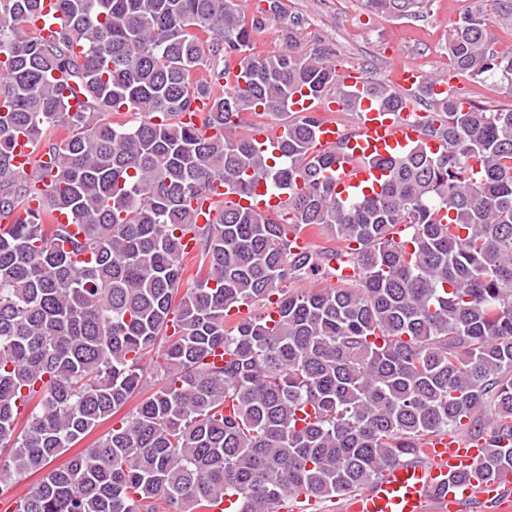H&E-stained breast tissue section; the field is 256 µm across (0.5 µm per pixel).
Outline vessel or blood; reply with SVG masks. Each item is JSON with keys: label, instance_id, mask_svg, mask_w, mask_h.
<instances>
[{"label": "vessel or blood", "instance_id": "obj_1", "mask_svg": "<svg viewBox=\"0 0 512 512\" xmlns=\"http://www.w3.org/2000/svg\"><path fill=\"white\" fill-rule=\"evenodd\" d=\"M338 81L355 96L357 126L345 133L335 122H324L315 148L335 153L336 163L329 177L336 184L339 200L344 201L361 192L369 193L376 186L380 173L368 166L369 158L413 146L422 137V127L407 114L398 115L375 106L364 93L360 72L353 69L339 72ZM424 81L420 71L405 65L397 66L392 76L394 88L410 107L414 106L416 92ZM246 134L261 150L272 151L277 146V131L266 125L248 127ZM36 154L27 137H19L13 165L20 175L31 176ZM288 198V192L272 193L261 184L254 191V206L274 214ZM424 453L426 462L395 465L366 488L352 492L347 499V512H428L433 504L439 512H446L449 505L467 498L494 501L500 512H512V498L504 495L498 482L474 479L465 484L448 482L452 474L475 469L485 454L481 444L463 436L442 434L430 438Z\"/></svg>", "mask_w": 512, "mask_h": 512}]
</instances>
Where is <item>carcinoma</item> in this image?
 <instances>
[{"instance_id": "carcinoma-1", "label": "carcinoma", "mask_w": 512, "mask_h": 512, "mask_svg": "<svg viewBox=\"0 0 512 512\" xmlns=\"http://www.w3.org/2000/svg\"><path fill=\"white\" fill-rule=\"evenodd\" d=\"M58 2L45 36L26 27L42 0H0V494L40 474L13 512H206L232 497L279 512L418 462L443 433L485 441L472 477L509 482L512 108L421 92L435 109L422 139L375 160L380 190L338 203L336 156L314 151L324 117L288 110L338 89L330 53L252 52L281 0L250 16L232 0ZM495 41L463 15L451 66L511 87L512 49ZM369 91L404 108L385 80ZM200 100V125L176 121ZM121 112L139 120L105 119ZM246 114L280 120L279 155L233 134ZM56 126L68 136L44 138ZM21 135L43 151V191L12 165ZM216 180L242 197L286 186L288 214L226 202L199 225L193 202ZM309 226L340 246L292 253L288 233ZM319 269L339 285L295 287Z\"/></svg>"}]
</instances>
